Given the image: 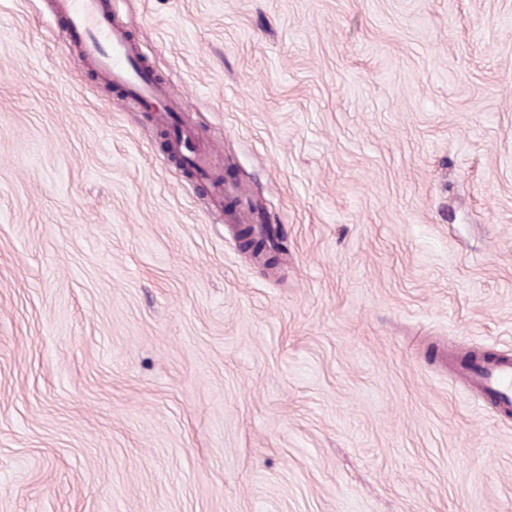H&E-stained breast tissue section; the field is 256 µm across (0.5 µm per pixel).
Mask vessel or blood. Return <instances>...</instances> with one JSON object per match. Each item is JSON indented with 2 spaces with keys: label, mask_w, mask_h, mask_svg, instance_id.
<instances>
[{
  "label": "vessel or blood",
  "mask_w": 512,
  "mask_h": 512,
  "mask_svg": "<svg viewBox=\"0 0 512 512\" xmlns=\"http://www.w3.org/2000/svg\"><path fill=\"white\" fill-rule=\"evenodd\" d=\"M51 13L64 21L70 44L82 64L116 89L121 100L151 113L165 134L169 156L181 159L193 178L208 182L215 199L232 193V186L223 184L212 171L198 136L168 102L163 81L145 62L132 34L114 20L112 0H51ZM463 376L497 405H512V359L475 363L464 369Z\"/></svg>",
  "instance_id": "vessel-or-blood-1"
}]
</instances>
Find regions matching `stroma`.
<instances>
[{"instance_id":"stroma-1","label":"stroma","mask_w":512,"mask_h":512,"mask_svg":"<svg viewBox=\"0 0 512 512\" xmlns=\"http://www.w3.org/2000/svg\"><path fill=\"white\" fill-rule=\"evenodd\" d=\"M276 268L0 0V512H512V0H116ZM462 375L497 405H512V359L476 362L465 368Z\"/></svg>"}]
</instances>
